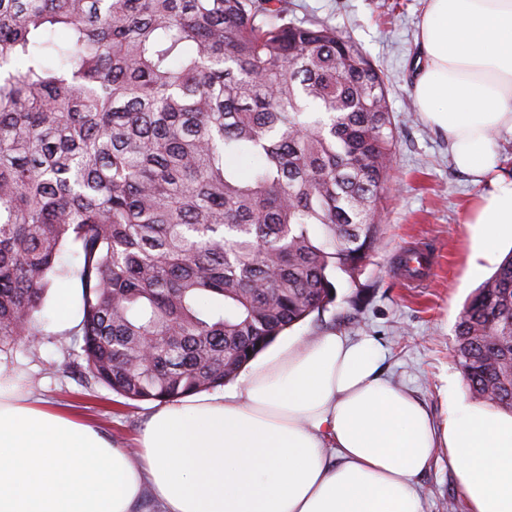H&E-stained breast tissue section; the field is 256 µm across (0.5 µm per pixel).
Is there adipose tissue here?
<instances>
[{
  "label": "adipose tissue",
  "mask_w": 512,
  "mask_h": 512,
  "mask_svg": "<svg viewBox=\"0 0 512 512\" xmlns=\"http://www.w3.org/2000/svg\"><path fill=\"white\" fill-rule=\"evenodd\" d=\"M414 92L457 168L485 186L466 218L470 273L512 240V0H428ZM434 419L387 379L372 339L328 332L254 364L223 395L160 405L132 457L34 399L0 367V512H422L418 477L447 455L468 512H512V414L455 381ZM492 147L495 152V160L497 168L504 174L512 176V163L505 165L503 160L512 158V137L511 136H495L492 140Z\"/></svg>",
  "instance_id": "1"
}]
</instances>
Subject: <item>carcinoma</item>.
I'll return each instance as SVG.
<instances>
[{"label":"carcinoma","mask_w":512,"mask_h":512,"mask_svg":"<svg viewBox=\"0 0 512 512\" xmlns=\"http://www.w3.org/2000/svg\"><path fill=\"white\" fill-rule=\"evenodd\" d=\"M395 146L384 75L287 0H0V351L74 279L96 382L224 386L380 249ZM454 357L512 413V254Z\"/></svg>","instance_id":"cac0c4a2"}]
</instances>
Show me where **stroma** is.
I'll return each mask as SVG.
<instances>
[{
    "label": "stroma",
    "mask_w": 512,
    "mask_h": 512,
    "mask_svg": "<svg viewBox=\"0 0 512 512\" xmlns=\"http://www.w3.org/2000/svg\"><path fill=\"white\" fill-rule=\"evenodd\" d=\"M292 16L319 20L357 42L385 74L388 102L397 126V146L389 183L382 194L384 243L357 280L335 272V300L324 310L284 331L275 342L329 330L371 337L381 348L386 376L413 393L435 418L445 415L443 389L455 378L460 396L468 391L453 357L459 314L473 291L493 275L496 263L468 275L467 212L483 190L460 172L448 141L426 123L414 96L422 59L418 44L426 0H288ZM436 254L437 265L419 288L409 287L394 268L412 244ZM58 289H49L39 312L42 334L0 352V365L22 372L35 393L52 407L77 415L114 447L137 449L155 404L127 400L94 380L81 377V342L75 329L53 324ZM422 512H466L447 458L417 480Z\"/></svg>",
    "instance_id": "obj_1"
}]
</instances>
